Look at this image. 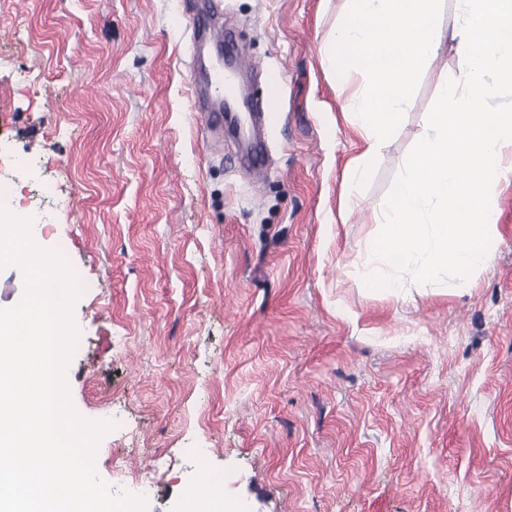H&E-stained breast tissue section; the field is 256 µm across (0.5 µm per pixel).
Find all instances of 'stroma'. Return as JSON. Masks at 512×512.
Wrapping results in <instances>:
<instances>
[{"label": "stroma", "mask_w": 512, "mask_h": 512, "mask_svg": "<svg viewBox=\"0 0 512 512\" xmlns=\"http://www.w3.org/2000/svg\"><path fill=\"white\" fill-rule=\"evenodd\" d=\"M345 0H224L276 117L257 178L201 124L184 0H0V185L86 283L65 381L97 475L180 512H512V183L492 266L364 288L378 214L454 50L339 217L357 139L320 65ZM125 456L128 476L112 469ZM154 455L149 488L131 473ZM198 484L205 490L185 500L184 512H238L235 502L225 500L224 496L220 495L208 472H200Z\"/></svg>", "instance_id": "stroma-1"}]
</instances>
